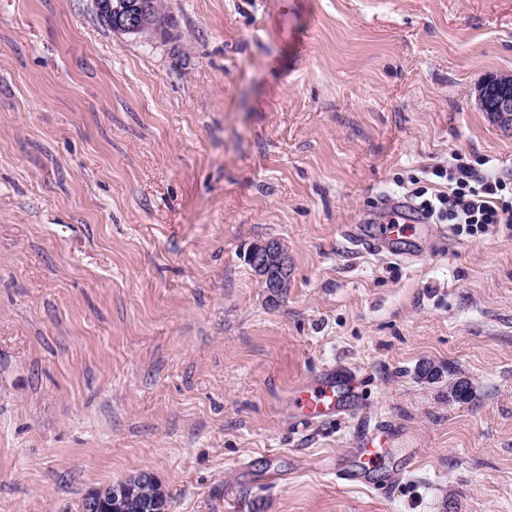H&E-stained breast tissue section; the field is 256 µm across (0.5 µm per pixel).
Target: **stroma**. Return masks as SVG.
<instances>
[{
  "instance_id": "obj_1",
  "label": "stroma",
  "mask_w": 512,
  "mask_h": 512,
  "mask_svg": "<svg viewBox=\"0 0 512 512\" xmlns=\"http://www.w3.org/2000/svg\"><path fill=\"white\" fill-rule=\"evenodd\" d=\"M163 4L139 38L0 0V512L141 471L169 512H512V229L344 235L454 161L512 175L479 100L512 0ZM329 363L355 408L299 422ZM375 431L386 464L339 479ZM248 262L254 271L276 291L288 288L291 267L283 246L275 240L254 244L248 253Z\"/></svg>"
}]
</instances>
